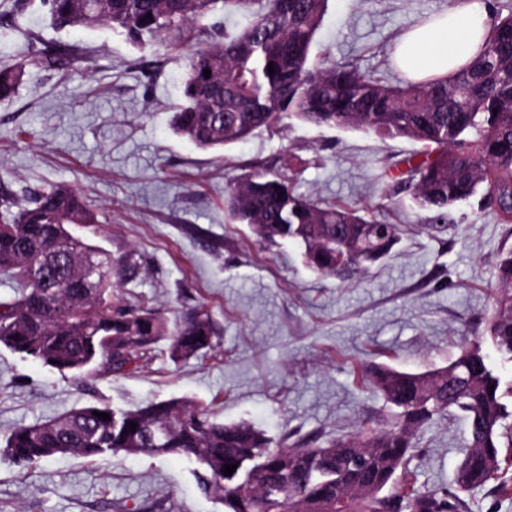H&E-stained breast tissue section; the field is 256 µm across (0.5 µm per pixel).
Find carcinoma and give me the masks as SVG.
I'll use <instances>...</instances> for the list:
<instances>
[{"mask_svg": "<svg viewBox=\"0 0 512 512\" xmlns=\"http://www.w3.org/2000/svg\"><path fill=\"white\" fill-rule=\"evenodd\" d=\"M327 2L43 0L61 30L105 26L142 48H190L183 101L171 128L200 150H222L288 118L407 138L422 146L423 158L409 164L405 178L421 207L442 216L480 194L508 220L512 8L500 5L485 44L464 66L447 76L391 85L351 65L312 62ZM217 11L249 23L227 35L204 24ZM74 60V47L61 44L53 53L1 67L0 100L15 95L30 64L65 72ZM224 211L260 242L299 243L309 268L342 283L368 275L402 235L399 225L379 220L367 206L299 195L287 171L260 166L225 190ZM98 223V215L63 185L0 193V273L14 288L12 297L0 300V343L79 378L102 367L115 374L135 370L161 341L168 342L173 360L210 350L215 324L208 311L198 308L173 323L148 302L119 298L115 278L135 277L137 264L129 257L116 262L91 241ZM77 227L86 234H76ZM82 253L97 257L92 283L81 276ZM494 278L498 292L488 336L494 351L512 362V247L498 254ZM367 374L393 420L345 440L275 447L249 423H225L189 399L173 398L135 409L90 403L19 425L0 441V452L25 465L66 454L185 457L196 464L198 487L224 512H318L336 507L338 493L348 496L346 512H466L463 494L491 482L499 496L512 495V381H503L481 345L425 372L377 366ZM457 412L467 420L468 444L454 487L396 491L419 431ZM229 464L237 468L227 476Z\"/></svg>", "mask_w": 512, "mask_h": 512, "instance_id": "carcinoma-1", "label": "carcinoma"}]
</instances>
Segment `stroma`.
<instances>
[{
	"instance_id": "35a3bbf8",
	"label": "stroma",
	"mask_w": 512,
	"mask_h": 512,
	"mask_svg": "<svg viewBox=\"0 0 512 512\" xmlns=\"http://www.w3.org/2000/svg\"><path fill=\"white\" fill-rule=\"evenodd\" d=\"M454 0H329L313 60L350 64L389 83L404 81L393 54L399 37ZM0 66L13 56L67 43L68 72L30 66L17 94L0 102V177L19 193L63 184L97 212L95 243L132 256L124 301L169 318L206 309L213 347L171 360L167 342L134 372L78 379L0 344V438L88 403L134 408L189 397L218 419L245 420L291 445L388 426L391 412L363 369L442 367L481 343L496 293L493 265L512 246V224L481 198L443 219L391 184L419 143L288 119L224 151L197 149L169 130L182 93L184 56L140 49L106 27L58 30L40 0H28ZM287 168L298 192L371 205L405 233L395 252L360 282L312 272L298 244L257 242L224 215L229 181L256 163ZM468 438L449 415L422 429L399 486H451ZM179 456L59 455L36 466L0 457V512H224Z\"/></svg>"
}]
</instances>
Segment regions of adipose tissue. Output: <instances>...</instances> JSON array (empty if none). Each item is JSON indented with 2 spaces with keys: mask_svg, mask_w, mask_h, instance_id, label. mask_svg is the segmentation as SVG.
I'll use <instances>...</instances> for the list:
<instances>
[{
  "mask_svg": "<svg viewBox=\"0 0 512 512\" xmlns=\"http://www.w3.org/2000/svg\"><path fill=\"white\" fill-rule=\"evenodd\" d=\"M487 36L483 12L467 5L454 7L407 31L395 63L412 80L443 76L474 56Z\"/></svg>",
  "mask_w": 512,
  "mask_h": 512,
  "instance_id": "1",
  "label": "adipose tissue"
}]
</instances>
